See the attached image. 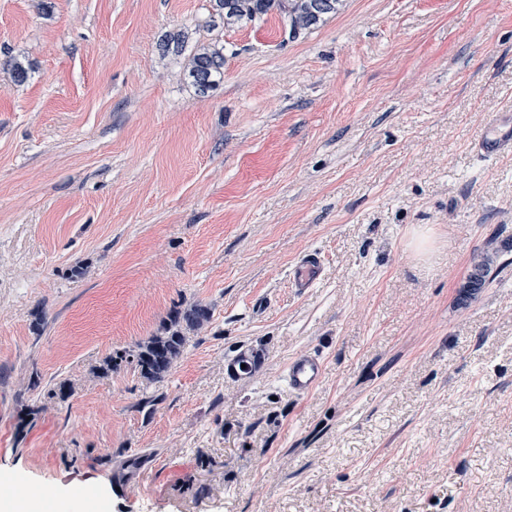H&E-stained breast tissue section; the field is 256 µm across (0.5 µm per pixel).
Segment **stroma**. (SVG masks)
I'll list each match as a JSON object with an SVG mask.
<instances>
[{"label":"stroma","instance_id":"obj_1","mask_svg":"<svg viewBox=\"0 0 512 512\" xmlns=\"http://www.w3.org/2000/svg\"><path fill=\"white\" fill-rule=\"evenodd\" d=\"M209 10L0 0V489L34 512H512V152L475 149L512 112V0H348L286 42ZM178 31L224 45L207 94L159 47ZM197 302L163 381L101 373ZM305 351L325 374L298 396ZM321 270L320 260L315 255L302 259L296 267L293 282L296 288H311L317 281ZM325 365L321 357L313 353L296 356L288 364L287 381L291 393L306 395L322 381Z\"/></svg>","mask_w":512,"mask_h":512}]
</instances>
